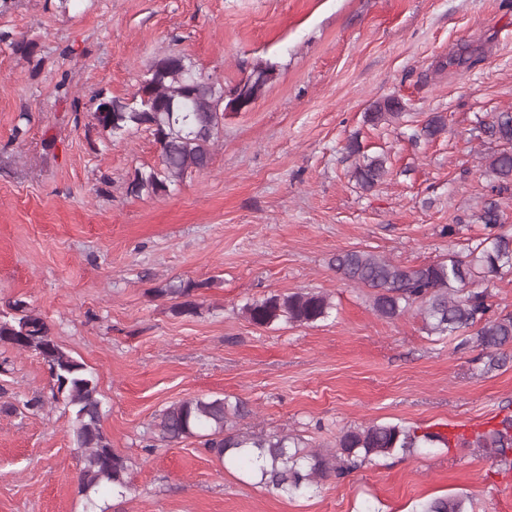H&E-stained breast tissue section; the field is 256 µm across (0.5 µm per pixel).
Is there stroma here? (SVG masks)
I'll return each mask as SVG.
<instances>
[{
	"label": "stroma",
	"mask_w": 512,
	"mask_h": 512,
	"mask_svg": "<svg viewBox=\"0 0 512 512\" xmlns=\"http://www.w3.org/2000/svg\"><path fill=\"white\" fill-rule=\"evenodd\" d=\"M0 310L24 300L99 378L101 426L125 458L124 493L78 490L71 414L31 351L0 344V512H415L465 493L474 512H512V483L478 448L382 459L300 498L224 468L199 439L148 449L165 407L247 402L244 427L335 447L340 431L400 422L438 432L512 413V345L484 370L480 349L428 335L417 310L386 319L333 257L368 250L404 266L485 237L492 197L480 122L512 111V6L503 0H0ZM185 56L225 91L257 62L274 79L228 112L207 169L164 195L130 194L159 166L149 131L101 135L98 92L131 96L158 58ZM390 95L402 120L367 124ZM30 122L22 136L20 113ZM439 114L445 133L414 138ZM359 141L362 152L347 145ZM388 173L370 191L363 157ZM194 280L198 314L156 291ZM318 291L313 325L258 327L247 303ZM37 397L41 408H25ZM386 173L385 161L370 159L355 167L354 177L363 190L370 191L381 182Z\"/></svg>",
	"instance_id": "stroma-1"
}]
</instances>
